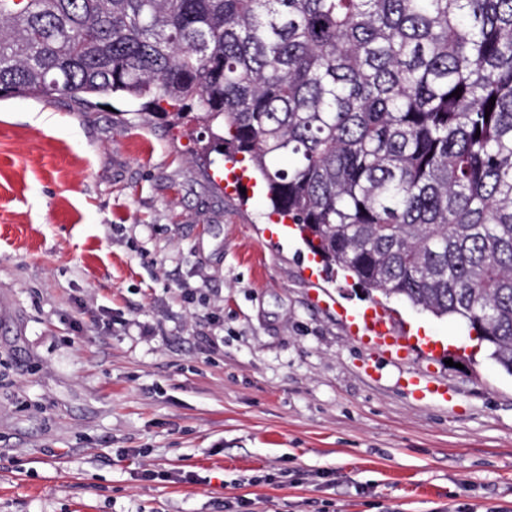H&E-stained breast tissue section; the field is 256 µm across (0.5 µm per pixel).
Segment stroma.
<instances>
[{"mask_svg": "<svg viewBox=\"0 0 512 512\" xmlns=\"http://www.w3.org/2000/svg\"><path fill=\"white\" fill-rule=\"evenodd\" d=\"M96 102L0 100V512H512V376L465 321L386 299L412 348L378 355L192 118Z\"/></svg>", "mask_w": 512, "mask_h": 512, "instance_id": "1", "label": "stroma"}]
</instances>
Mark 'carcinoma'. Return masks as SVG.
I'll list each match as a JSON object with an SVG mask.
<instances>
[{
    "label": "carcinoma",
    "instance_id": "obj_1",
    "mask_svg": "<svg viewBox=\"0 0 512 512\" xmlns=\"http://www.w3.org/2000/svg\"><path fill=\"white\" fill-rule=\"evenodd\" d=\"M107 93L193 115L327 269L512 375V0H0V98Z\"/></svg>",
    "mask_w": 512,
    "mask_h": 512
}]
</instances>
